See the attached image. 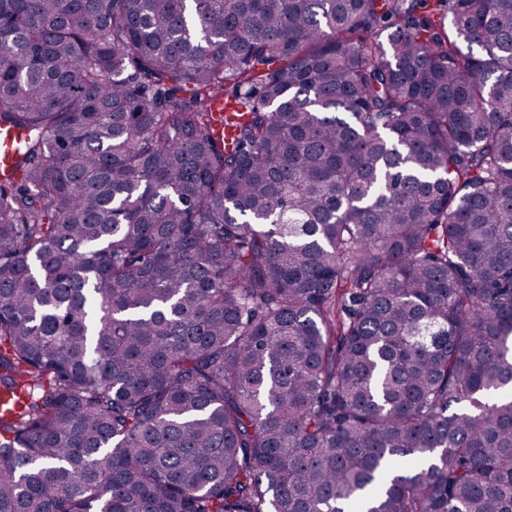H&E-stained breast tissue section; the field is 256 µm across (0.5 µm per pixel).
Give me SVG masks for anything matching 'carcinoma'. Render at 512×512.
I'll return each mask as SVG.
<instances>
[{"label": "carcinoma", "mask_w": 512, "mask_h": 512, "mask_svg": "<svg viewBox=\"0 0 512 512\" xmlns=\"http://www.w3.org/2000/svg\"><path fill=\"white\" fill-rule=\"evenodd\" d=\"M0 127V512H512V0H0ZM21 135L13 129L4 130L0 127V179L15 176L14 158L17 154L16 144Z\"/></svg>", "instance_id": "obj_1"}]
</instances>
